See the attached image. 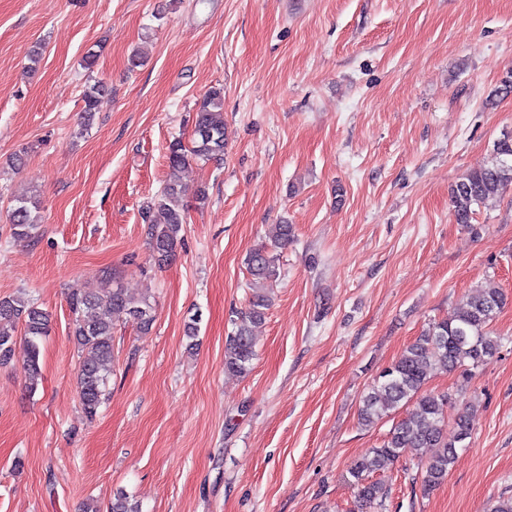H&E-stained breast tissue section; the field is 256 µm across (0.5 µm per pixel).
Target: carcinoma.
Returning a JSON list of instances; mask_svg holds the SVG:
<instances>
[{
    "instance_id": "obj_1",
    "label": "carcinoma",
    "mask_w": 512,
    "mask_h": 512,
    "mask_svg": "<svg viewBox=\"0 0 512 512\" xmlns=\"http://www.w3.org/2000/svg\"><path fill=\"white\" fill-rule=\"evenodd\" d=\"M104 88L93 85L83 94L85 118L89 119L102 102ZM189 141L173 139L168 146L169 179L160 195L143 207V218L150 225L152 258L163 266L174 259L186 224L178 176L191 161L207 164L224 158V94L214 87L197 105L192 119ZM512 186V136L506 135L494 145V160L488 166L471 171L452 189L457 221L470 224L473 206L503 193ZM10 221L14 233L29 236L36 230L39 215L34 198L19 195L13 199ZM294 237L293 226L274 225L268 242L249 252L244 260L251 279L273 285L279 277L277 250ZM272 297L256 292L247 308L232 320L233 329L224 342V371L245 375L256 359L253 327L262 322L270 309ZM509 304V297L498 288H482L472 292L450 319L434 321L425 328L403 353L373 382L365 394L359 420L373 427L390 412L407 408L396 421L380 446L358 459L349 469V483L356 489L360 506L382 505L383 485L373 475L392 466L409 448H427L428 460L421 465L423 491L442 486L448 478L449 466L457 449L466 447L471 438L472 404L467 403L454 416H448L453 394L426 389L432 372L458 375L462 383L456 394L463 393L465 383L478 369L490 363L499 350L493 322ZM74 315L72 335L81 351L77 380L79 399L84 412L93 416L107 397L112 375L114 353L112 330L116 322L129 317L146 334L154 321L149 300L131 297L116 280H107L95 292L74 290L69 296ZM51 315L30 299L4 297L0 299V365L13 360L17 328L27 347L26 366L30 380L40 375V344L48 334ZM453 436H448V428Z\"/></svg>"
}]
</instances>
